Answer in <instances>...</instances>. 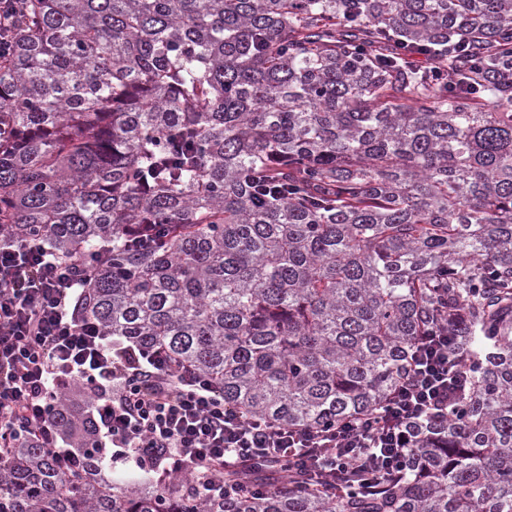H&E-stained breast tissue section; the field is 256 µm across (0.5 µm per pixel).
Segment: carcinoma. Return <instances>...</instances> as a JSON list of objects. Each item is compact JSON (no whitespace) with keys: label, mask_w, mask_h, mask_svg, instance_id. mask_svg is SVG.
Here are the masks:
<instances>
[{"label":"carcinoma","mask_w":512,"mask_h":512,"mask_svg":"<svg viewBox=\"0 0 512 512\" xmlns=\"http://www.w3.org/2000/svg\"><path fill=\"white\" fill-rule=\"evenodd\" d=\"M0 233L70 265L78 321L244 415L378 412L431 330L464 397L371 494L277 469L76 479L21 441L0 512H512V0H29L0 57Z\"/></svg>","instance_id":"cac0c4a2"}]
</instances>
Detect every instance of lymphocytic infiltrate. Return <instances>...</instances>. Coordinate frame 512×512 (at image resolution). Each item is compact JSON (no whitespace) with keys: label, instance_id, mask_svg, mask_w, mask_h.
<instances>
[{"label":"lymphocytic infiltrate","instance_id":"1","mask_svg":"<svg viewBox=\"0 0 512 512\" xmlns=\"http://www.w3.org/2000/svg\"><path fill=\"white\" fill-rule=\"evenodd\" d=\"M77 293L70 267L40 249L0 243V463L18 441L31 440L58 466L82 474L56 422L60 385L78 380L90 397L94 439L112 444V462L187 475L220 492L225 468L267 459L369 491L382 474L404 467L409 425L443 413L456 395L461 356L449 352L446 336H429L412 357L411 380L381 413L320 429L250 419L205 376L76 321Z\"/></svg>","mask_w":512,"mask_h":512}]
</instances>
